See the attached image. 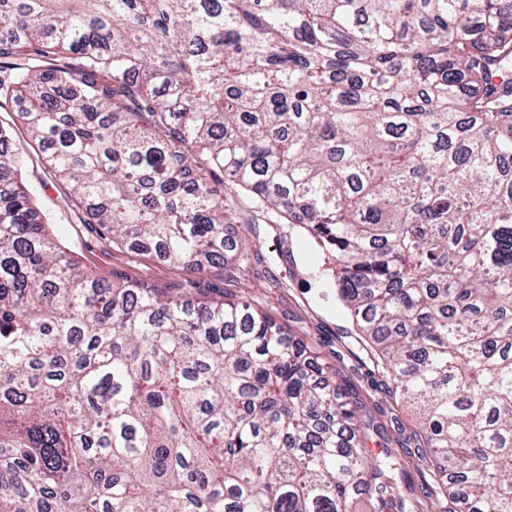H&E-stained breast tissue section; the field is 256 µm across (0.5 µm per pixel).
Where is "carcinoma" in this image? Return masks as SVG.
<instances>
[{
  "mask_svg": "<svg viewBox=\"0 0 512 512\" xmlns=\"http://www.w3.org/2000/svg\"><path fill=\"white\" fill-rule=\"evenodd\" d=\"M512 0H0V108L118 250L55 238L0 126V512H512ZM299 216L414 410L429 504L246 302L224 182ZM27 141L20 127L14 143L25 158L24 183L46 222L82 266L107 281L137 280L160 288H173L191 277L183 267L165 263L149 250H113L111 239L97 234L85 223L82 208L67 200V191L51 178Z\"/></svg>",
  "mask_w": 512,
  "mask_h": 512,
  "instance_id": "obj_1",
  "label": "carcinoma"
}]
</instances>
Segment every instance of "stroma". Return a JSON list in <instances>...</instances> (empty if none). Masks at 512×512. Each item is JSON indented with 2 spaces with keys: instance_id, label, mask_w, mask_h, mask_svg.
<instances>
[{
  "instance_id": "obj_1",
  "label": "stroma",
  "mask_w": 512,
  "mask_h": 512,
  "mask_svg": "<svg viewBox=\"0 0 512 512\" xmlns=\"http://www.w3.org/2000/svg\"><path fill=\"white\" fill-rule=\"evenodd\" d=\"M15 146L25 158L23 179L46 222L64 247L82 266L105 280H137L161 288H172L188 279L181 266L159 260L151 251L113 250L109 238L86 224L82 208L69 201L27 144L24 131L15 134ZM224 210L237 237L246 243L254 258V272L239 279L235 264H217L198 278L199 300L235 296L271 315L290 334L304 340L318 356L320 365L337 367L379 425L367 442L370 454L384 451L404 458V441L399 427H411L407 413H396L383 389L372 384L368 357L362 350L353 323L337 303L322 270L313 243L286 219L255 209L250 197L233 191Z\"/></svg>"
}]
</instances>
